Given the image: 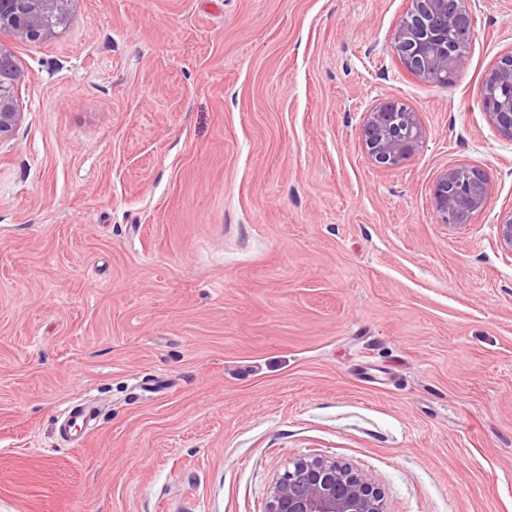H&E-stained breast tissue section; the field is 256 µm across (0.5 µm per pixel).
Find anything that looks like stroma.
<instances>
[{"instance_id": "35a3bbf8", "label": "stroma", "mask_w": 512, "mask_h": 512, "mask_svg": "<svg viewBox=\"0 0 512 512\" xmlns=\"http://www.w3.org/2000/svg\"><path fill=\"white\" fill-rule=\"evenodd\" d=\"M408 6L72 0L10 42L0 512H263L310 455L388 512H512V141L480 103L512 0H474L449 90L391 46ZM392 97L427 138L386 167L360 127ZM454 164L491 182L465 225L434 213ZM59 424V435L65 441L73 439L78 432L89 431L97 422L98 412L87 401H77L66 407Z\"/></svg>"}]
</instances>
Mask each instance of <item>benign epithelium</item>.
I'll return each mask as SVG.
<instances>
[{
  "label": "benign epithelium",
  "mask_w": 512,
  "mask_h": 512,
  "mask_svg": "<svg viewBox=\"0 0 512 512\" xmlns=\"http://www.w3.org/2000/svg\"><path fill=\"white\" fill-rule=\"evenodd\" d=\"M70 0H0V34L17 42L49 33L50 20L66 13ZM469 0H409L391 38L402 66L423 82L448 87V74L467 67L466 48L474 34ZM21 71L13 53L0 43V137L18 125L16 89ZM483 109L497 133L512 140V52L484 74ZM361 138L378 164L396 166L422 148L426 131L416 112L388 98L364 113ZM487 172L468 164L447 167L436 179L434 211L446 224H470L486 206ZM501 248L512 254V210L497 224ZM264 512H387L383 497L367 476L322 456L296 460L274 484Z\"/></svg>",
  "instance_id": "benign-epithelium-1"
}]
</instances>
